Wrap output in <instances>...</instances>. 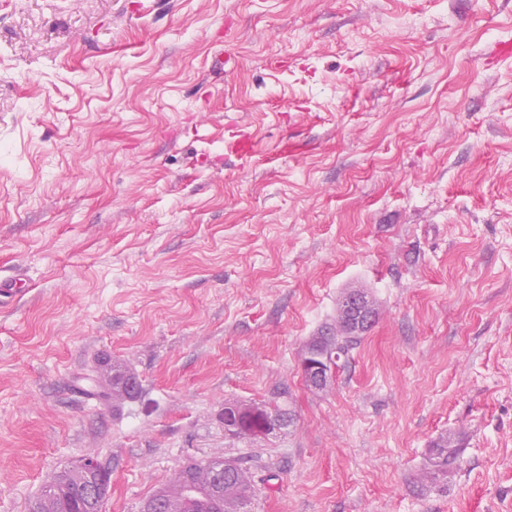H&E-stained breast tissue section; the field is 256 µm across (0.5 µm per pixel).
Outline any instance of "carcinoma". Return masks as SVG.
Masks as SVG:
<instances>
[{"label": "carcinoma", "mask_w": 512, "mask_h": 512, "mask_svg": "<svg viewBox=\"0 0 512 512\" xmlns=\"http://www.w3.org/2000/svg\"><path fill=\"white\" fill-rule=\"evenodd\" d=\"M351 317L346 312H339L336 333H322L312 338L310 346L321 350H341L344 355L350 351L359 341L358 334L365 329H357L350 325ZM138 386L130 387L128 384L115 379L112 382V393L99 391L94 396L106 399L114 398L132 399L136 396ZM431 466L438 471L448 469V443L442 442L435 446L430 458ZM194 480L197 484V492L185 497L180 485L172 481L167 487V498L163 512H246L248 504L255 495L253 482L240 464L231 462L224 472V499L216 501L207 494V489L213 481V473L201 461L195 464ZM57 479H52L39 495L42 512H80V504L83 499V485L81 478L70 475L67 478V489L58 492L54 489Z\"/></svg>", "instance_id": "obj_1"}]
</instances>
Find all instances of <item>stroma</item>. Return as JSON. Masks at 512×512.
Here are the masks:
<instances>
[{"mask_svg":"<svg viewBox=\"0 0 512 512\" xmlns=\"http://www.w3.org/2000/svg\"><path fill=\"white\" fill-rule=\"evenodd\" d=\"M508 41L512 0H0V512L86 455L103 512L211 458L251 512H512ZM348 294L350 293L345 294L343 296V298L346 296L344 299L342 298L343 307L353 316V324L356 323L358 327H364H361V329L352 327L350 325V315L339 310L336 336L334 332H327L312 338L308 345L322 352L306 348L301 369L305 382L314 389L326 388L333 377L335 368L339 366L338 363L341 361V358L334 350H341L345 358H348L350 351L359 341L360 336L356 335L365 332L366 329L364 328L373 322L374 309L371 306L369 308L370 313L373 314L372 316L365 306L364 296L361 293ZM325 350L332 351L323 352ZM278 412L277 414L284 424L283 427H288V422H290L288 412L281 410H278ZM242 417H250L252 420L259 422L258 431L256 432L257 437L270 435L281 428L280 418L264 407L257 410L246 406L231 405L224 407V431L226 433L233 432L229 434L233 437H254L256 428L253 425H243L240 430L236 431Z\"/></svg>","mask_w":512,"mask_h":512,"instance_id":"1","label":"stroma"}]
</instances>
